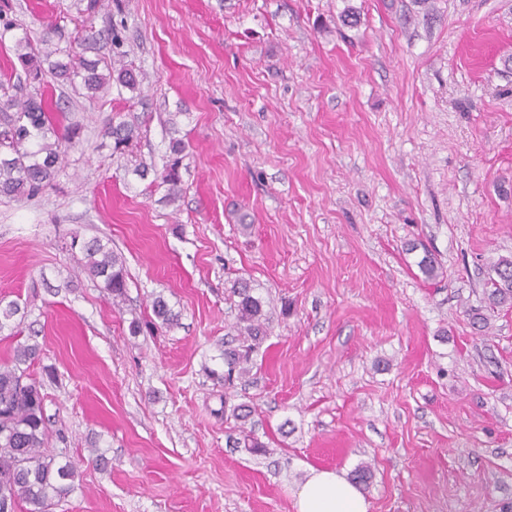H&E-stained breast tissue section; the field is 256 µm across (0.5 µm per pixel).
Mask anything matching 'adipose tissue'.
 Here are the masks:
<instances>
[{
  "label": "adipose tissue",
  "mask_w": 512,
  "mask_h": 512,
  "mask_svg": "<svg viewBox=\"0 0 512 512\" xmlns=\"http://www.w3.org/2000/svg\"><path fill=\"white\" fill-rule=\"evenodd\" d=\"M296 512H368L357 486L333 470L310 469L294 491Z\"/></svg>",
  "instance_id": "adipose-tissue-1"
}]
</instances>
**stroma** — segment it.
Wrapping results in <instances>:
<instances>
[{
  "label": "stroma",
  "instance_id": "35a3bbf8",
  "mask_svg": "<svg viewBox=\"0 0 512 512\" xmlns=\"http://www.w3.org/2000/svg\"><path fill=\"white\" fill-rule=\"evenodd\" d=\"M9 3L32 39L72 40L79 0ZM115 24L139 90L55 87L80 143L42 194L0 197V300L79 472L54 512H296L311 466L369 467V512H507L512 304L484 284L512 257V0H126L87 57ZM113 121L139 126L132 151ZM75 237L123 256V302ZM240 277L272 324L227 385ZM157 295L177 325L131 335ZM240 403L261 449L233 445ZM140 128L138 126L126 123L124 121L112 123L108 127L107 135L114 141V149L122 151L132 145L134 141L140 138ZM186 151V145L182 140L173 139L169 144V156L160 174L161 183L168 186L167 195L170 201L180 196L182 191L181 166Z\"/></svg>",
  "mask_w": 512,
  "mask_h": 512
}]
</instances>
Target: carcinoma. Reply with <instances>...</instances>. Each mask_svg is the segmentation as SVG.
<instances>
[{
	"mask_svg": "<svg viewBox=\"0 0 512 512\" xmlns=\"http://www.w3.org/2000/svg\"><path fill=\"white\" fill-rule=\"evenodd\" d=\"M99 0H89L87 18L76 26L69 48H46V35L34 41L23 35L16 39L18 66L0 76V196L29 199L40 195L55 179L58 165L68 149L79 143L80 127L70 125L58 132L59 119L45 99L47 78L73 84L80 79L85 96L95 99L116 87L134 91L140 85L139 73L125 62L127 50L121 32L111 30L112 56L88 59L83 51L96 39L87 32L89 17L97 12ZM114 149L122 151L140 138V128L124 121L108 127ZM186 145L170 141L169 159L160 174L173 201L182 191L181 166ZM89 274L103 282V288L118 300L126 292V268L123 257L99 240L78 244ZM494 276L486 283L487 300L492 306L512 301V259L501 258L492 266ZM236 297L238 345L224 349L225 378L249 374L252 355L269 335L270 313L253 288L242 279L231 286ZM21 312L15 301L0 300V333L10 330L16 336L15 317ZM155 320L151 329L170 327L178 315L160 296L152 303ZM38 344H17L0 362V512H15L19 503L27 512H50L55 502L75 489L76 470L69 462L46 452L50 435L44 412L43 385L28 372L39 357Z\"/></svg>",
	"mask_w": 512,
	"mask_h": 512,
	"instance_id": "carcinoma-1",
	"label": "carcinoma"
}]
</instances>
